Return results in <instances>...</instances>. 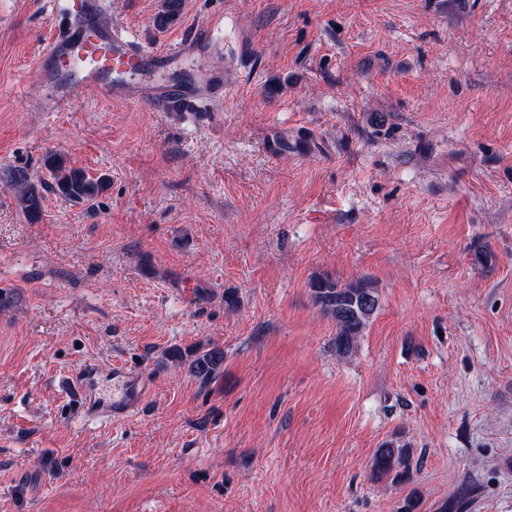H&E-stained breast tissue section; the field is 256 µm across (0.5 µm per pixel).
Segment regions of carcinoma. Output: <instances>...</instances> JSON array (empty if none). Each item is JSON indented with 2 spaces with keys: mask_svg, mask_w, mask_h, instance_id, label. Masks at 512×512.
Instances as JSON below:
<instances>
[{
  "mask_svg": "<svg viewBox=\"0 0 512 512\" xmlns=\"http://www.w3.org/2000/svg\"><path fill=\"white\" fill-rule=\"evenodd\" d=\"M45 165L54 178V192L73 202L92 200L109 186L105 176L93 178L81 169H65L62 159L56 156L48 157ZM12 179L21 192L27 215L32 219L39 218L43 208L42 194L26 185L24 172L14 171ZM311 291L314 303L336 324V352L341 355L352 353L379 309V293L375 284L366 279L342 284L329 277H321L312 281ZM191 356L189 370L203 383H209L223 373L224 351L220 348L212 347L203 352L193 350ZM400 468L403 474H409V449L392 442L382 444L372 461L373 473L388 475Z\"/></svg>",
  "mask_w": 512,
  "mask_h": 512,
  "instance_id": "carcinoma-1",
  "label": "carcinoma"
}]
</instances>
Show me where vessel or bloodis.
<instances>
[{
  "mask_svg": "<svg viewBox=\"0 0 512 512\" xmlns=\"http://www.w3.org/2000/svg\"><path fill=\"white\" fill-rule=\"evenodd\" d=\"M67 13L65 29L56 32L42 49L49 63L42 84L57 103L68 104L86 93L105 101L121 99L158 109L171 103L190 109L200 87H207L219 102L238 81V71L232 65L221 70L202 66V59L212 50L205 30L195 29L167 48H147L125 30L104 22L101 0H68ZM185 64L191 65L192 76L172 78V71ZM312 146L309 138L289 142L287 129L277 126L263 135V148L274 160ZM95 374V368L87 366L64 384L72 399L86 408L93 406ZM148 392L149 382L143 373L126 367L114 369L112 401L97 407V413L114 421L131 417L143 407Z\"/></svg>",
  "mask_w": 512,
  "mask_h": 512,
  "instance_id": "obj_1",
  "label": "vessel or blood"
}]
</instances>
